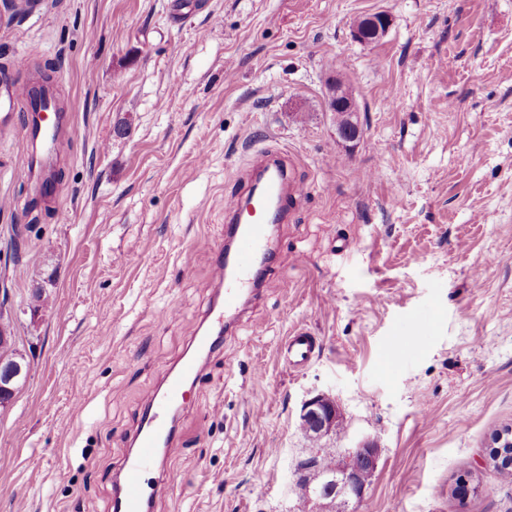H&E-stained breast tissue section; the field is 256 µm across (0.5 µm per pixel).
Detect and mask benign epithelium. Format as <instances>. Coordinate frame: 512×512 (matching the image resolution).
Here are the masks:
<instances>
[{
	"instance_id": "7a95c632",
	"label": "benign epithelium",
	"mask_w": 512,
	"mask_h": 512,
	"mask_svg": "<svg viewBox=\"0 0 512 512\" xmlns=\"http://www.w3.org/2000/svg\"><path fill=\"white\" fill-rule=\"evenodd\" d=\"M369 28L355 27L353 35L356 39L365 42H372L381 36L390 25V18L385 13H376L370 17ZM329 104L336 105L340 111L349 116V125L339 130L340 136L346 141H353L358 137L359 127L356 121L358 111L354 96L349 93L345 80L338 78L331 83V95ZM30 370L29 364L16 363L10 366L0 365V392L3 394L15 393L16 380L27 374ZM300 419L302 422L310 423L318 435H327L337 432L343 425L341 415L335 402L323 395H318L306 401L301 409ZM512 446V425H505L496 429L490 441V452L486 463L494 465L500 461L502 448ZM322 449H314L313 454L304 463L297 483L307 486L318 481L319 468L318 460ZM379 459V448L373 442H365L357 448L349 450L338 456L336 469L339 480L332 483L325 498L329 502L322 501L320 497H309L306 499L309 512H330L335 507V494H342L347 497L352 506H357L366 494L368 483L365 480V473H374Z\"/></svg>"
}]
</instances>
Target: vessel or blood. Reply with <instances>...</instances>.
I'll return each mask as SVG.
<instances>
[{"instance_id":"obj_1","label":"vessel or blood","mask_w":512,"mask_h":512,"mask_svg":"<svg viewBox=\"0 0 512 512\" xmlns=\"http://www.w3.org/2000/svg\"><path fill=\"white\" fill-rule=\"evenodd\" d=\"M27 95L26 88H7L0 99V131L17 130L32 145L50 152L56 150L63 115L55 112L52 101L46 99L38 102L35 110L27 112L25 117H18L14 105ZM260 174L262 186L252 189L248 206H240L234 199L227 203L225 239L232 245V254L218 256L213 265V277L223 287L224 294L207 333L195 337L196 348L211 349L212 333L229 329L241 315L244 296L256 291V261L267 249L271 217L285 218L307 195L303 183L295 181L279 161L267 163ZM284 348L289 366L300 369L314 357L316 343L306 329L298 328L287 337ZM200 372L197 358L184 357L177 371L168 375L163 389L151 395L134 447L117 475L122 512H144L146 504L156 496V488L146 482L145 475L156 464L158 449L162 442L168 441L173 430L172 409L186 400L187 384L197 379Z\"/></svg>"}]
</instances>
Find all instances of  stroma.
<instances>
[{"label": "stroma", "instance_id": "obj_1", "mask_svg": "<svg viewBox=\"0 0 512 512\" xmlns=\"http://www.w3.org/2000/svg\"><path fill=\"white\" fill-rule=\"evenodd\" d=\"M379 12L385 34L357 41ZM37 81L68 123L31 173L32 146L0 133V289L30 364L0 408V512H112L151 392L219 300L224 207L266 153L308 194L201 356L151 512H302L318 395L344 421L320 447L380 450L358 512H512L481 466L512 424V0H0V84ZM299 327L317 348L293 370ZM369 20V33L371 37L367 36V27H362L367 23L366 18L360 20L357 23V27L353 30V35L357 40L372 42L379 39L382 33H384L390 25V18L385 13H376L370 17ZM360 26V27H359ZM351 93L352 90L349 88ZM349 93L348 86L345 80L341 78H336L331 83V95L329 99V106L332 109L331 105L335 104L336 108H338L341 112H336V123L337 126H344L347 124L346 116H349L350 125H346L342 129L339 130L340 136L345 141H353L358 137L359 127L356 121V113L358 112L357 104L354 96ZM346 112V114H344ZM284 348L288 365L294 369H301L314 357L316 343L306 329L298 328L287 337Z\"/></svg>", "mask_w": 512, "mask_h": 512}]
</instances>
